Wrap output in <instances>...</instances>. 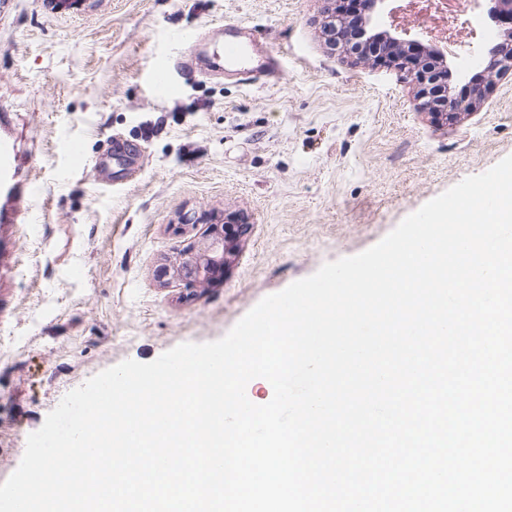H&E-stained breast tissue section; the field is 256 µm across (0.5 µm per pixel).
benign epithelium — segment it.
I'll list each match as a JSON object with an SVG mask.
<instances>
[{"mask_svg":"<svg viewBox=\"0 0 512 512\" xmlns=\"http://www.w3.org/2000/svg\"><path fill=\"white\" fill-rule=\"evenodd\" d=\"M363 22L371 27L378 15L388 11L389 0H356ZM487 16L493 20H512V0H489ZM344 14L333 10L323 23L326 44L331 50L343 49L357 62H375L394 67L416 88L419 109L428 112L436 121H452L460 106L450 96L448 66L442 50L425 45L407 30L384 31L377 37L379 49L353 52L344 46ZM490 70L497 73L512 71V30L503 34L491 49ZM231 225L212 224L208 238L201 245L188 244L178 263L163 268L162 276L180 282L185 288H197L214 282L223 273L235 254Z\"/></svg>","mask_w":512,"mask_h":512,"instance_id":"1","label":"benign epithelium"}]
</instances>
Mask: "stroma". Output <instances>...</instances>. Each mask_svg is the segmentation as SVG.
I'll list each match as a JSON object with an SVG mask.
<instances>
[{
  "label": "stroma",
  "mask_w": 512,
  "mask_h": 512,
  "mask_svg": "<svg viewBox=\"0 0 512 512\" xmlns=\"http://www.w3.org/2000/svg\"><path fill=\"white\" fill-rule=\"evenodd\" d=\"M329 0H17L0 14V107L43 194L0 223V483L69 391L124 360L225 336L265 296L370 248L405 217L512 154V73L477 108L433 122L387 66L355 64L322 32ZM252 29L281 59L249 83L149 74L218 24ZM454 97L489 41L472 7L449 13ZM135 178L70 164L67 137ZM204 216L188 235L172 231ZM231 214L245 221L223 277L193 290L159 276Z\"/></svg>",
  "instance_id": "1"
}]
</instances>
